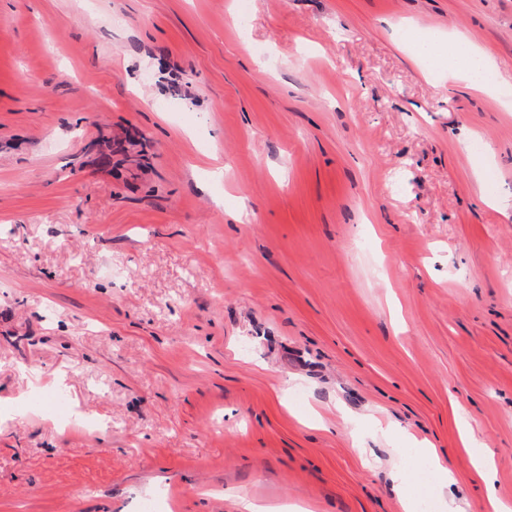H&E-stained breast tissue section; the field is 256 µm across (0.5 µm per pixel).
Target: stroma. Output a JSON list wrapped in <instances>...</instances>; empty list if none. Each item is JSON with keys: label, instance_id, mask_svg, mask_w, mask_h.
<instances>
[{"label": "stroma", "instance_id": "stroma-1", "mask_svg": "<svg viewBox=\"0 0 512 512\" xmlns=\"http://www.w3.org/2000/svg\"><path fill=\"white\" fill-rule=\"evenodd\" d=\"M406 25L512 81V0H0V512H486L463 416L512 503V107ZM445 40L460 44L463 54L456 52L454 49L448 51V43ZM414 50L420 63L425 62L431 66H447L448 70L462 74L466 81L475 88L486 91L493 85H508L504 82L494 83L490 81L488 72L491 67L483 53L475 45L459 37L448 36V38H445L433 35L426 42L416 43Z\"/></svg>", "mask_w": 512, "mask_h": 512}]
</instances>
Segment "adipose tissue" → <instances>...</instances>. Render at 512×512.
I'll return each mask as SVG.
<instances>
[{
    "label": "adipose tissue",
    "instance_id": "1",
    "mask_svg": "<svg viewBox=\"0 0 512 512\" xmlns=\"http://www.w3.org/2000/svg\"><path fill=\"white\" fill-rule=\"evenodd\" d=\"M415 55L419 61L428 65L445 66L449 70L464 76L472 86L488 89L490 66L483 53L473 44L462 42L460 51L450 50L444 37L432 36L431 39L416 43Z\"/></svg>",
    "mask_w": 512,
    "mask_h": 512
}]
</instances>
